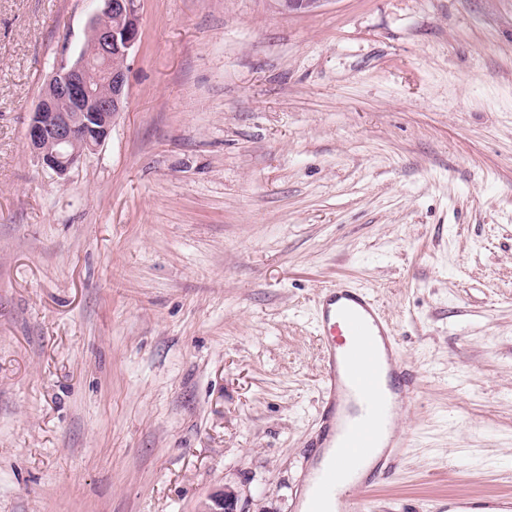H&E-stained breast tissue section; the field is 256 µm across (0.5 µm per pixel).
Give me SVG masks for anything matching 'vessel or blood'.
<instances>
[{
	"mask_svg": "<svg viewBox=\"0 0 512 512\" xmlns=\"http://www.w3.org/2000/svg\"><path fill=\"white\" fill-rule=\"evenodd\" d=\"M317 302L320 428L294 512H372L363 492L371 474L403 459L407 442L397 420L413 405L418 384L369 291L331 281ZM447 512H512V497H452Z\"/></svg>",
	"mask_w": 512,
	"mask_h": 512,
	"instance_id": "vessel-or-blood-1",
	"label": "vessel or blood"
}]
</instances>
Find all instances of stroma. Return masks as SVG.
<instances>
[{"label": "stroma", "mask_w": 512, "mask_h": 512, "mask_svg": "<svg viewBox=\"0 0 512 512\" xmlns=\"http://www.w3.org/2000/svg\"><path fill=\"white\" fill-rule=\"evenodd\" d=\"M97 8L0 0V512H293L336 279L419 381L368 497L511 494L512 0H140L61 178L25 129ZM239 497L230 487L214 491L202 504L198 512H243L238 508Z\"/></svg>", "instance_id": "stroma-1"}]
</instances>
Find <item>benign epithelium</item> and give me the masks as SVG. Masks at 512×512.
<instances>
[{
  "mask_svg": "<svg viewBox=\"0 0 512 512\" xmlns=\"http://www.w3.org/2000/svg\"><path fill=\"white\" fill-rule=\"evenodd\" d=\"M87 32L96 48L60 62L30 113L26 141L41 165L66 175L109 136L126 104L127 61L140 38V0H100ZM230 487L214 491L198 512H243Z\"/></svg>",
  "mask_w": 512,
  "mask_h": 512,
  "instance_id": "obj_1",
  "label": "benign epithelium"
}]
</instances>
